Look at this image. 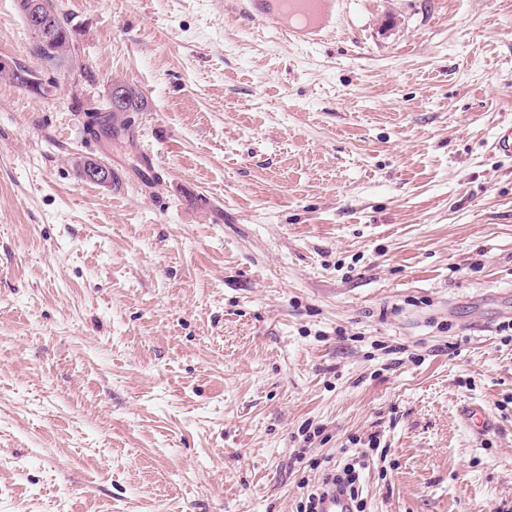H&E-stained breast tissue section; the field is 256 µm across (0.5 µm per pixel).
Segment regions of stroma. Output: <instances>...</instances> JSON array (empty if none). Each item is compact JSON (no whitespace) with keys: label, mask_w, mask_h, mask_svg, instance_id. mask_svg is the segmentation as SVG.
Segmentation results:
<instances>
[{"label":"stroma","mask_w":512,"mask_h":512,"mask_svg":"<svg viewBox=\"0 0 512 512\" xmlns=\"http://www.w3.org/2000/svg\"><path fill=\"white\" fill-rule=\"evenodd\" d=\"M53 5L52 96L0 76V512H296L374 434L365 512H512V0H336L302 48L231 0ZM114 83L131 136L83 133Z\"/></svg>","instance_id":"stroma-1"}]
</instances>
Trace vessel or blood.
Returning <instances> with one entry per match:
<instances>
[{
    "label": "vessel or blood",
    "mask_w": 512,
    "mask_h": 512,
    "mask_svg": "<svg viewBox=\"0 0 512 512\" xmlns=\"http://www.w3.org/2000/svg\"><path fill=\"white\" fill-rule=\"evenodd\" d=\"M244 14L255 25L292 41L311 43L336 24V0H246ZM320 512H353L349 496L339 489L325 492Z\"/></svg>",
    "instance_id": "vessel-or-blood-1"
}]
</instances>
